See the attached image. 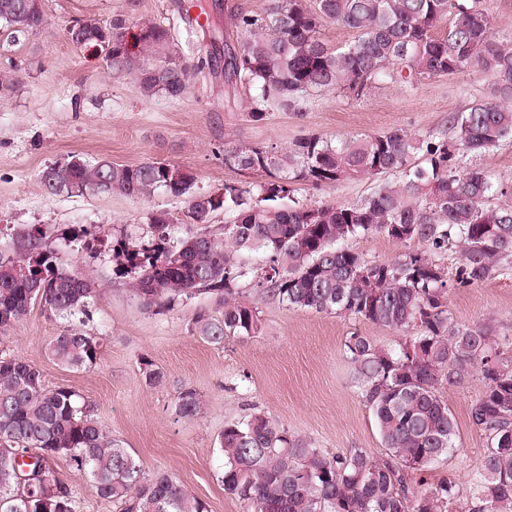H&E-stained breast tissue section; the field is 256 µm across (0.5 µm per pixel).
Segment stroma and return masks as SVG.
<instances>
[{
    "instance_id": "stroma-1",
    "label": "stroma",
    "mask_w": 512,
    "mask_h": 512,
    "mask_svg": "<svg viewBox=\"0 0 512 512\" xmlns=\"http://www.w3.org/2000/svg\"><path fill=\"white\" fill-rule=\"evenodd\" d=\"M179 2L44 0L47 24L40 33L16 42L0 34V68L12 62L19 66L15 90L0 104V248L10 245L13 229L39 225L57 264L96 282L98 293L86 328L102 338L95 366H61L47 348L66 322L35 304L19 326L0 333V353L25 359L41 370L48 385L73 388L90 400L96 418L140 460L146 475L171 473L210 512H246L243 503L225 495L221 482L224 460L217 439L225 423L258 408L331 452L363 448L382 454L343 344L359 334L391 345L398 333L348 316L263 301L256 336L209 343L195 335L191 320L199 311L214 309L213 297L198 296L172 311L146 310L126 278L116 274L109 253L92 256L80 243L63 240L65 232L78 226L100 234L133 231L146 236L154 214L181 215L183 202L160 189L140 197H51L40 183L41 171L72 155L121 165L160 158L188 169L195 190L214 191L261 179L260 174L225 166L224 150L234 144L283 148L311 134L336 141L394 127L442 137L449 133V114L482 99L488 81L469 71L426 78L412 90L376 82L366 96L319 93L304 112L275 107L257 123L247 115V91H239L231 110L224 106L219 79L195 82L178 100L148 98L131 79L112 77L100 55L76 49L67 38L75 18L107 19L129 11L164 24L191 59L209 36L186 31ZM379 182L376 176L322 186L304 182L295 197L308 205L352 203L370 195ZM448 307L459 323H488L498 335L511 337L512 264L488 283L452 291ZM145 359L163 372L162 384L146 383L141 371ZM184 386L195 389L206 403L202 414L190 421L178 419L171 409ZM480 390L476 378L461 387L442 388L457 423V446L425 473L427 482L451 475L465 485L476 473L486 439L468 413ZM54 474L75 491L78 512H119L117 504L92 492L82 473L58 464Z\"/></svg>"
}]
</instances>
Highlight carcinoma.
<instances>
[{
  "instance_id": "cac0c4a2",
  "label": "carcinoma",
  "mask_w": 512,
  "mask_h": 512,
  "mask_svg": "<svg viewBox=\"0 0 512 512\" xmlns=\"http://www.w3.org/2000/svg\"><path fill=\"white\" fill-rule=\"evenodd\" d=\"M450 21L442 34L435 33ZM47 23L43 0H0V30L15 39ZM331 23L353 30V43L333 50L321 37ZM226 25L237 43L210 45L184 59L169 30L144 17L117 13L82 17L67 29L77 49L97 45L115 78L132 77L146 97L178 99L194 83L224 68V83L250 93L248 116L265 120L272 104L306 110L318 92L359 97L376 81L412 87L431 76L473 71L489 95L448 117L451 137L413 135L392 128L333 142L317 134L292 147L235 144L224 164L265 175L259 183L193 191L194 175L163 161L133 165L73 156L46 167L49 196L116 194L140 197L157 189L185 204L184 223L203 226L222 211L220 231L175 236L165 213L152 216L153 233L99 238L119 274L146 309L172 310L209 294L219 314L200 311L196 335L222 344L261 330L254 297L288 309L351 316L400 334L393 345L354 334L344 343L353 382L371 412L385 453L356 448L331 454L261 410L224 426V493L248 512H512V337L488 323L457 322L448 307L455 288L498 276L512 256V185L483 169L463 166L512 137V51L497 47L480 0H269L262 13L232 12ZM18 65L0 71V101L15 87ZM380 174L382 184L356 204L301 205L294 185L355 180ZM382 236L407 248L392 261L374 262L345 243ZM36 226L16 231L0 250V332L18 325L35 303L68 321L48 346L71 369L99 359L101 337L81 325L90 318L95 282L58 267ZM416 243L419 248L412 249ZM458 256L454 274L437 263ZM254 254L255 266L243 260ZM483 382L469 418L486 437L480 469L462 486L455 478L409 483L456 448L457 423L440 395L470 377ZM204 408L202 395L182 387L172 403L186 420ZM87 476L95 493L120 512H208V505L165 471L145 475L121 441L94 417V407L69 387H50L35 365L0 355V512H77L78 500L52 472L57 462Z\"/></svg>"
}]
</instances>
